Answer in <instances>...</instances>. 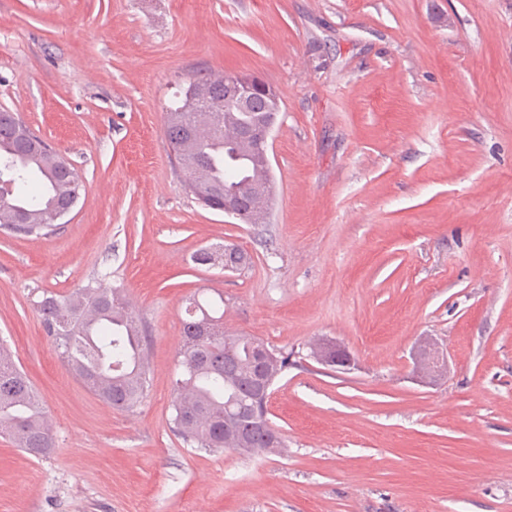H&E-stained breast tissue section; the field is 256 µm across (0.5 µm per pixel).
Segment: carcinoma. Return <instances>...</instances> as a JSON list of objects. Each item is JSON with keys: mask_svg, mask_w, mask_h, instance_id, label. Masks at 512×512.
Masks as SVG:
<instances>
[{"mask_svg": "<svg viewBox=\"0 0 512 512\" xmlns=\"http://www.w3.org/2000/svg\"><path fill=\"white\" fill-rule=\"evenodd\" d=\"M208 95L186 88L182 106L167 113L166 135L177 139L176 158L191 193L222 198L232 193L247 203L246 224H265L260 203L274 194L269 168L258 160L241 131L255 123L224 101V79L207 78ZM208 124L198 116L215 103ZM25 124L14 112L0 111V227L25 236L46 237L59 226L55 211L78 201L80 180L72 165L34 132L23 139ZM46 335L69 370L112 408L133 410L145 397L148 337L120 289L101 281L68 295L46 293L39 301ZM215 303L190 298L182 322V374L173 383V429L198 448L234 450L242 455L285 446L267 423V395L261 380L275 382L288 368L290 354L243 332L224 334V316ZM0 432L19 448L44 457L54 448L46 415L26 375L0 348Z\"/></svg>", "mask_w": 512, "mask_h": 512, "instance_id": "1", "label": "carcinoma"}]
</instances>
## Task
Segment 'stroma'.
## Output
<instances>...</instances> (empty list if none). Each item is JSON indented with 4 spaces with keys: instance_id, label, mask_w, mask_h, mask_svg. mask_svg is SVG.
<instances>
[{
    "instance_id": "stroma-1",
    "label": "stroma",
    "mask_w": 512,
    "mask_h": 512,
    "mask_svg": "<svg viewBox=\"0 0 512 512\" xmlns=\"http://www.w3.org/2000/svg\"><path fill=\"white\" fill-rule=\"evenodd\" d=\"M232 72L282 100L265 224L202 207L165 134L190 78ZM0 108L82 181L57 234L0 228V347L54 437L35 458L0 434V512H512V0H0ZM228 243L248 268L193 262ZM95 278L150 338L131 412L72 375L36 306ZM198 293L291 351L268 403L284 448L172 431Z\"/></svg>"
}]
</instances>
